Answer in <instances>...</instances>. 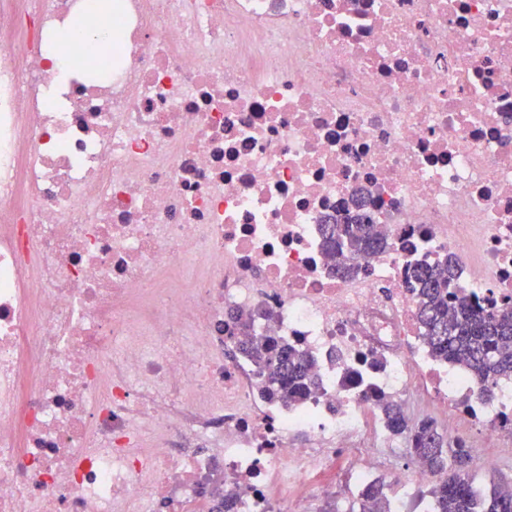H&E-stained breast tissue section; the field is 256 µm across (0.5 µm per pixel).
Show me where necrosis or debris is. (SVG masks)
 <instances>
[{
  "label": "necrosis or debris",
  "mask_w": 512,
  "mask_h": 512,
  "mask_svg": "<svg viewBox=\"0 0 512 512\" xmlns=\"http://www.w3.org/2000/svg\"><path fill=\"white\" fill-rule=\"evenodd\" d=\"M0 0V512H277L386 481L383 404L512 444L410 265L512 307V0ZM365 200L384 249L337 274ZM313 360L259 392L232 310ZM232 509H225V499ZM322 226L324 244L334 258L345 248L354 252H376L385 245L384 239L375 231L374 224H370L366 216L360 213Z\"/></svg>",
  "instance_id": "necrosis-or-debris-1"
}]
</instances>
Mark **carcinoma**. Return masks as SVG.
Wrapping results in <instances>:
<instances>
[{"label": "carcinoma", "mask_w": 512, "mask_h": 512, "mask_svg": "<svg viewBox=\"0 0 512 512\" xmlns=\"http://www.w3.org/2000/svg\"><path fill=\"white\" fill-rule=\"evenodd\" d=\"M324 244L331 255L348 248L354 252H376L384 239L363 214L346 216L323 225ZM418 291V314L431 353L451 365L470 370L483 390L494 394V386L512 380V309L494 311L469 301L456 289L451 263L411 267ZM231 318L242 329L244 339L236 350L251 358L261 392L271 400L301 402L310 394L312 360L298 347L274 336H261L254 329L255 313L237 309ZM388 427L396 437L409 435L421 462L440 475L431 487V512H512V481L500 482L487 494L469 479L471 455L438 431L430 418L409 426L403 408H386ZM344 512H390L382 485L372 484Z\"/></svg>", "instance_id": "carcinoma-1"}]
</instances>
